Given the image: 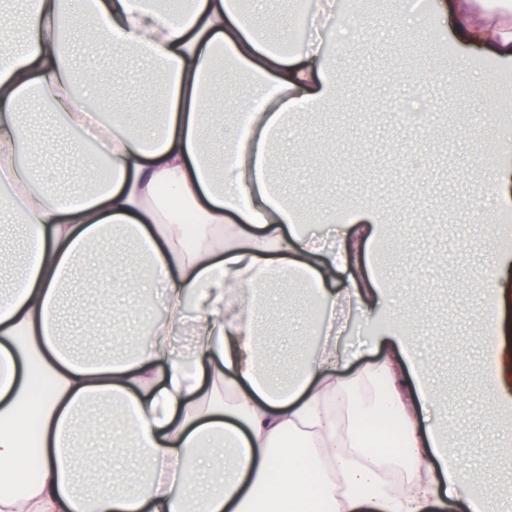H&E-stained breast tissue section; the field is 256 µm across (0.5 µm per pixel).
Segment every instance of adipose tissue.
Listing matches in <instances>:
<instances>
[{
	"label": "adipose tissue",
	"instance_id": "adipose-tissue-1",
	"mask_svg": "<svg viewBox=\"0 0 512 512\" xmlns=\"http://www.w3.org/2000/svg\"><path fill=\"white\" fill-rule=\"evenodd\" d=\"M71 0H30L25 20L0 13V223L25 233L22 268L0 283V512H432L449 487L467 489V512H512L496 480L455 465L461 428L424 424L434 400L401 303L378 268L390 248L386 218L373 204L331 203L312 232L310 207L285 198L273 150L296 112L324 111L339 89L323 37L291 54L276 49L263 16L241 0H191L170 12L153 0H84L94 27L88 52L130 50L159 69L161 119L131 131L120 102L98 92L106 72L75 78ZM435 43L475 64L498 62L499 90L512 88V0H437ZM249 74L257 109L248 135H224L213 167L203 139L204 108L221 66ZM62 115L73 153L107 178L61 191L20 156L50 141L25 135L26 112ZM193 213L185 245L181 216ZM251 234H242L241 225ZM135 242L146 280H164L163 317L148 339L130 333L131 354L88 356L64 343L63 293L79 258ZM497 253L480 273L482 340L495 349L504 303ZM302 282L323 313L317 345L287 380L263 360V325L275 315L270 290ZM357 307L379 352L351 379L353 360L334 312ZM192 322L188 345L176 342ZM112 424V452L141 460L138 477L99 465L89 450L97 424ZM384 416L402 432L399 453L382 457L362 421ZM421 469L396 490L384 466Z\"/></svg>",
	"mask_w": 512,
	"mask_h": 512
}]
</instances>
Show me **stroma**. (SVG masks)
Listing matches in <instances>:
<instances>
[{"label": "stroma", "mask_w": 512, "mask_h": 512, "mask_svg": "<svg viewBox=\"0 0 512 512\" xmlns=\"http://www.w3.org/2000/svg\"><path fill=\"white\" fill-rule=\"evenodd\" d=\"M340 10L329 31L330 41L364 34L352 53L337 57L347 77L335 107L293 119L296 136L277 149V170L283 191L321 208L336 197H371L385 208L400 244L382 260L383 277L396 299L412 298L417 307L411 325L417 354L429 380L447 408V416L464 427L468 441L455 451L464 467L481 471L486 442L494 427L490 401L481 395L473 375L488 363L476 342L484 329L482 294L472 288L476 272L489 268L499 232L494 197L481 189L495 176L486 161L512 143V133L499 129L487 142L482 128L498 110L512 107L499 99L490 78L496 68L462 67L424 38L433 26L425 0H361ZM268 32L295 39L296 17L321 11L320 0H260ZM77 75L101 69L110 74V88L131 103L137 124L157 110V77L153 68L131 54L94 55L81 42L72 46ZM251 96L250 83L227 71L213 89L215 104L234 120ZM427 118L428 134L410 132L403 106ZM99 255L85 256L73 291L62 311L66 340L81 347L87 311L81 305L88 272ZM276 321L265 329L266 347L280 371L298 365L313 344L308 322L316 313L299 286L273 293Z\"/></svg>", "instance_id": "1"}]
</instances>
